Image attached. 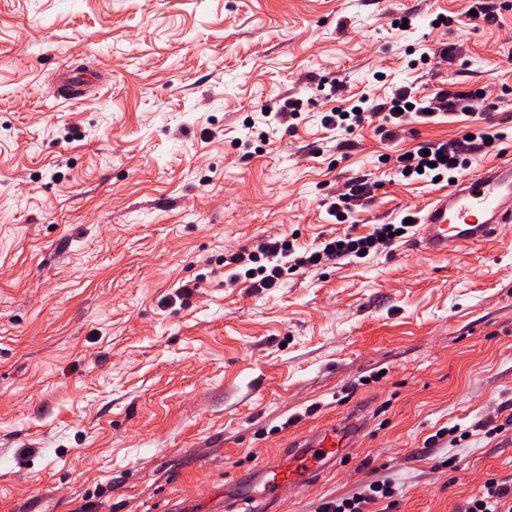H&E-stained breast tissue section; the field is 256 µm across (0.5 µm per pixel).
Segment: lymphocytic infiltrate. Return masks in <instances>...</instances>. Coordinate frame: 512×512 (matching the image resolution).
I'll use <instances>...</instances> for the list:
<instances>
[{"instance_id": "lymphocytic-infiltrate-1", "label": "lymphocytic infiltrate", "mask_w": 512, "mask_h": 512, "mask_svg": "<svg viewBox=\"0 0 512 512\" xmlns=\"http://www.w3.org/2000/svg\"><path fill=\"white\" fill-rule=\"evenodd\" d=\"M486 92H454L448 89L426 91L415 85L395 87L392 93L359 110L330 108L321 117L328 130H340L352 135L374 124L377 133L395 140L405 133L408 125L427 124L440 115H465L470 119L462 136L446 142L427 141L412 149L410 155L396 158L398 171L409 181L434 182L461 178L478 152L490 148L501 135L490 132L480 113L471 109L475 99H486ZM410 225L380 224L364 236L348 235L342 239L322 242L318 250L297 251L285 240L268 238L252 246H243L225 256V265L231 266L228 285L248 284L252 289L277 287L286 265L301 268L315 265L317 258L348 256L367 257L376 246H392L399 233L410 232ZM393 484L388 481L371 484L367 491L339 497L322 504V512H372L380 503L395 497Z\"/></svg>"}]
</instances>
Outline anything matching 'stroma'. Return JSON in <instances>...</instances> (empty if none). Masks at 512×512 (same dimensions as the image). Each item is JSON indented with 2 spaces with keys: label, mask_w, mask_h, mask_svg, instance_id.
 I'll list each match as a JSON object with an SVG mask.
<instances>
[{
  "label": "stroma",
  "mask_w": 512,
  "mask_h": 512,
  "mask_svg": "<svg viewBox=\"0 0 512 512\" xmlns=\"http://www.w3.org/2000/svg\"><path fill=\"white\" fill-rule=\"evenodd\" d=\"M470 5L0 0V512H220L237 477L352 407L369 421L351 462L268 512L382 480L391 512H462L512 481V223L445 256L409 234L262 292L224 285L240 246L364 236L446 190L393 158L457 137V117L393 143L328 132L331 107L485 87L512 145V0L502 29ZM64 68L100 83L63 101ZM285 97L294 128L246 137ZM359 179L372 197L337 223L322 201Z\"/></svg>",
  "instance_id": "1"
}]
</instances>
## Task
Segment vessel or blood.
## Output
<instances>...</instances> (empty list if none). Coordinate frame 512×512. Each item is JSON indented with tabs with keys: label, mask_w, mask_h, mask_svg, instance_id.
<instances>
[{
	"label": "vessel or blood",
	"mask_w": 512,
	"mask_h": 512,
	"mask_svg": "<svg viewBox=\"0 0 512 512\" xmlns=\"http://www.w3.org/2000/svg\"><path fill=\"white\" fill-rule=\"evenodd\" d=\"M418 249L444 256L463 250L471 242L488 240L502 225L512 223V148L499 160L439 192L418 219ZM335 429L308 433L279 459L264 460L248 471V495L224 498V512H263L267 499L281 486L299 483L332 470L346 457Z\"/></svg>",
	"instance_id": "vessel-or-blood-1"
}]
</instances>
